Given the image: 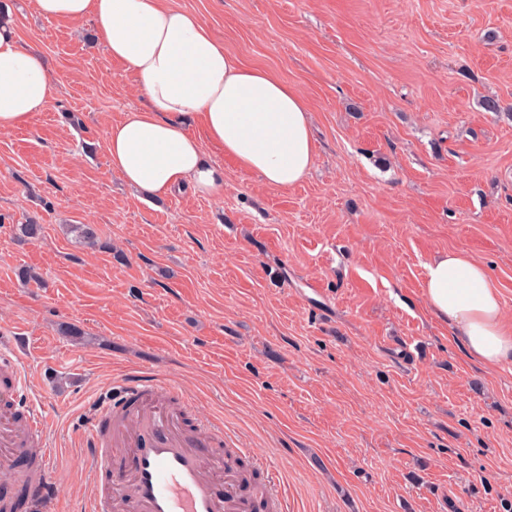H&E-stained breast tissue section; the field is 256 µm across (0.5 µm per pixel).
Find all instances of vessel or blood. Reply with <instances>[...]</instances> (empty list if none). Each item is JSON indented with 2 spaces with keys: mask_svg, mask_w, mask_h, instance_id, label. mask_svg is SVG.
I'll use <instances>...</instances> for the list:
<instances>
[{
  "mask_svg": "<svg viewBox=\"0 0 512 512\" xmlns=\"http://www.w3.org/2000/svg\"><path fill=\"white\" fill-rule=\"evenodd\" d=\"M0 464L13 466L28 445L39 442L43 477L31 494L32 512H46L55 490L48 479L55 454L42 415L30 404L13 354H0ZM177 388L144 378L106 388L91 411L86 446L92 485L89 512H257L274 487L245 488L223 457L205 448L223 437L209 422L185 428L169 399ZM224 473L216 491L212 470Z\"/></svg>",
  "mask_w": 512,
  "mask_h": 512,
  "instance_id": "vessel-or-blood-1",
  "label": "vessel or blood"
}]
</instances>
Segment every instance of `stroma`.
<instances>
[{"label":"stroma","instance_id":"1","mask_svg":"<svg viewBox=\"0 0 512 512\" xmlns=\"http://www.w3.org/2000/svg\"><path fill=\"white\" fill-rule=\"evenodd\" d=\"M175 2L302 93L315 162L280 190L214 150L223 196L145 198L104 148L133 77L90 21L0 0L55 79L0 134V337L57 450L49 512L85 507L89 409L134 373L176 381L288 512H512V363L468 359L422 299L464 250L512 321V0Z\"/></svg>","mask_w":512,"mask_h":512}]
</instances>
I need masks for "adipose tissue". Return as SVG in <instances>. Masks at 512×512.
<instances>
[{
	"label": "adipose tissue",
	"mask_w": 512,
	"mask_h": 512,
	"mask_svg": "<svg viewBox=\"0 0 512 512\" xmlns=\"http://www.w3.org/2000/svg\"><path fill=\"white\" fill-rule=\"evenodd\" d=\"M35 9L47 19H91L107 55L134 76L143 106L105 133L109 164L130 186L154 198L184 186L223 195L224 168L210 145L279 189L311 169L304 96L233 58L198 15L168 0H35ZM54 88L42 55L0 26V132L45 111ZM422 294L471 360L488 369L512 363V325L484 263L463 250L442 254L426 264Z\"/></svg>",
	"instance_id": "obj_1"
}]
</instances>
